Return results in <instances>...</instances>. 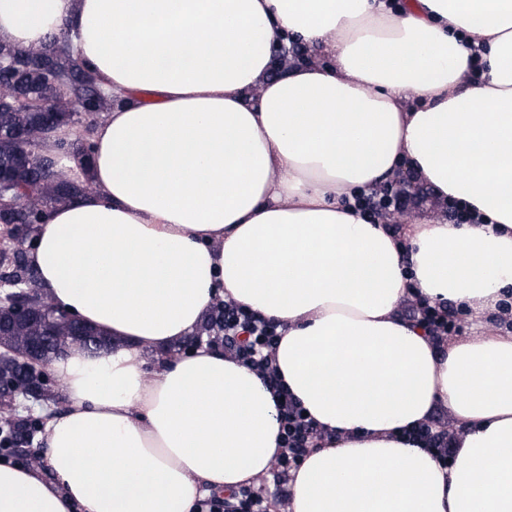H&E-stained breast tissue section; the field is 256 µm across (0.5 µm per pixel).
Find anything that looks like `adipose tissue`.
Returning a JSON list of instances; mask_svg holds the SVG:
<instances>
[{
    "mask_svg": "<svg viewBox=\"0 0 512 512\" xmlns=\"http://www.w3.org/2000/svg\"><path fill=\"white\" fill-rule=\"evenodd\" d=\"M56 40L112 107L89 165L60 150L76 129L44 138L93 189L49 211L27 261L112 344L53 361L68 402L40 466L0 460V512H193L266 473L259 376L170 351L228 298L284 325L286 386L342 435L289 512H512V336L441 353L399 313L411 284L491 312L512 292V0H0V43ZM404 167L481 223L396 236L349 207ZM439 408L464 430L446 466L398 437Z\"/></svg>",
    "mask_w": 512,
    "mask_h": 512,
    "instance_id": "1",
    "label": "adipose tissue"
}]
</instances>
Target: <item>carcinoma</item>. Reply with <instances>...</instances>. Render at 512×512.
Masks as SVG:
<instances>
[{"label": "carcinoma", "mask_w": 512, "mask_h": 512, "mask_svg": "<svg viewBox=\"0 0 512 512\" xmlns=\"http://www.w3.org/2000/svg\"><path fill=\"white\" fill-rule=\"evenodd\" d=\"M0 55L24 57L29 64L16 78L15 91L20 96L35 97L46 103L54 102L66 88V97L75 100L77 106L66 112H36L25 109H0V169L9 172L12 181L19 187L32 188V195L20 197L17 209L9 223L26 224L30 232L43 223L49 210L58 204L71 202L87 193L92 185L88 181L77 182L68 176L52 171V159L41 154L39 143L42 132L49 123L59 127L94 123L99 113L112 107V98L98 93L95 79L86 73L64 45L55 42L38 50H18L0 44ZM33 136V146L25 155L20 153L17 135ZM65 151L81 163H88L92 155L89 137L83 136L65 144ZM27 279L29 287L39 292L37 278L32 269L18 257L12 265L0 261V279ZM59 323H38L21 329H10V334L0 335V346L20 348L40 336L48 335ZM71 343L83 344L91 341L88 350L93 351L107 345L106 339L95 329L78 321L68 326ZM12 377L30 394L42 398V403L56 399L52 387L41 392L40 380L24 374L14 362L0 358V375ZM35 426L18 421L8 412L0 413V436L13 448L28 441Z\"/></svg>", "instance_id": "carcinoma-1"}]
</instances>
